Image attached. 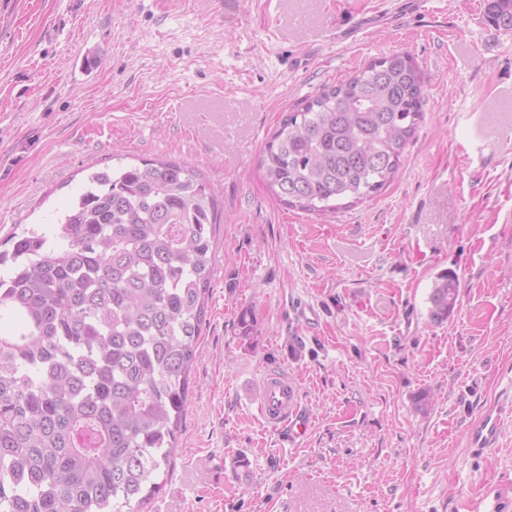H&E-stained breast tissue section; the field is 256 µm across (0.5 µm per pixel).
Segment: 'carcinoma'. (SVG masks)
<instances>
[{
	"label": "carcinoma",
	"mask_w": 512,
	"mask_h": 512,
	"mask_svg": "<svg viewBox=\"0 0 512 512\" xmlns=\"http://www.w3.org/2000/svg\"><path fill=\"white\" fill-rule=\"evenodd\" d=\"M486 21L512 29V0ZM407 53L376 58L283 115L259 158L288 207L334 213L393 180L423 118ZM186 163L144 160L88 175L49 232L0 252V512H141L171 467L206 320L216 224ZM455 277L433 280L448 319Z\"/></svg>",
	"instance_id": "obj_1"
}]
</instances>
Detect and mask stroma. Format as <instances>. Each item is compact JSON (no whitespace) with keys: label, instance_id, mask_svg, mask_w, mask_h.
Instances as JSON below:
<instances>
[{"label":"stroma","instance_id":"obj_1","mask_svg":"<svg viewBox=\"0 0 512 512\" xmlns=\"http://www.w3.org/2000/svg\"><path fill=\"white\" fill-rule=\"evenodd\" d=\"M486 5L0 0L1 251L119 160L190 162L224 206L174 467L144 512H512V418L497 448L466 437L512 389V30ZM392 52L427 77L395 180L327 216L274 199L256 162L281 117ZM445 271L459 296L435 323ZM274 370L302 437L262 417ZM458 300V289L455 277L448 272L439 273L433 280L429 295V318L439 323L448 319Z\"/></svg>","mask_w":512,"mask_h":512}]
</instances>
